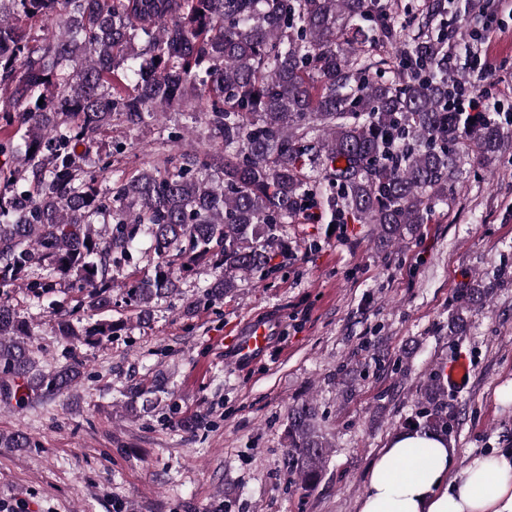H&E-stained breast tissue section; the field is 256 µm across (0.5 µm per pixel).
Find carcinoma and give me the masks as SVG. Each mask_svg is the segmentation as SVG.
Segmentation results:
<instances>
[{
  "label": "carcinoma",
  "instance_id": "cac0c4a2",
  "mask_svg": "<svg viewBox=\"0 0 512 512\" xmlns=\"http://www.w3.org/2000/svg\"><path fill=\"white\" fill-rule=\"evenodd\" d=\"M464 18L448 0H0V388L17 386L21 403L82 378L76 362L37 368L7 288L39 302L81 293L75 309L49 304L56 335L97 344L116 332V287L147 323L201 264L214 270L210 304L277 273L290 224H371L389 249L429 223L470 154L488 163L504 146L495 119L450 109L448 38ZM43 22L54 30L36 39ZM189 101L217 148L170 153L102 189L124 145L88 158L112 118L138 126ZM143 241L156 257L144 274ZM502 285L460 289L448 327ZM443 391L436 369L411 423L446 439ZM286 435L288 480L311 490L329 448L312 403L288 408ZM30 444L0 433L1 448Z\"/></svg>",
  "mask_w": 512,
  "mask_h": 512
}]
</instances>
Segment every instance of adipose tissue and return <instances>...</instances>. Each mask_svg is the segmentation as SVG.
Here are the masks:
<instances>
[{"label":"adipose tissue","instance_id":"obj_1","mask_svg":"<svg viewBox=\"0 0 512 512\" xmlns=\"http://www.w3.org/2000/svg\"><path fill=\"white\" fill-rule=\"evenodd\" d=\"M357 512H512V448L461 467L445 440L403 431L374 460Z\"/></svg>","mask_w":512,"mask_h":512}]
</instances>
